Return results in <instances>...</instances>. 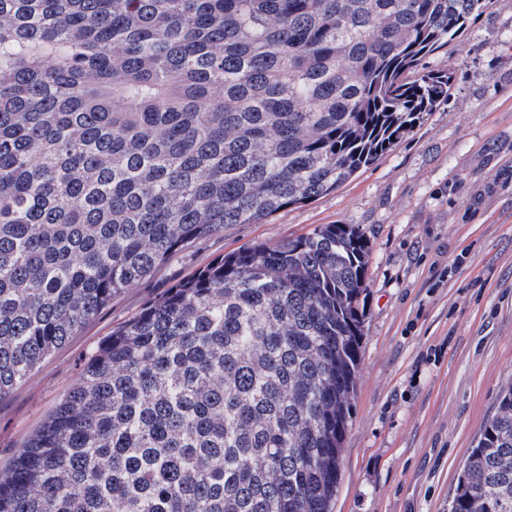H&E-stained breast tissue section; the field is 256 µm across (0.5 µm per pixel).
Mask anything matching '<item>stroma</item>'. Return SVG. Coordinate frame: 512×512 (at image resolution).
Segmentation results:
<instances>
[{
	"instance_id": "35a3bbf8",
	"label": "stroma",
	"mask_w": 512,
	"mask_h": 512,
	"mask_svg": "<svg viewBox=\"0 0 512 512\" xmlns=\"http://www.w3.org/2000/svg\"><path fill=\"white\" fill-rule=\"evenodd\" d=\"M447 101L335 191L186 245L0 397L8 468L89 354L215 259L320 224L367 237L366 315L332 512H448L463 461L512 383V0H488L423 58Z\"/></svg>"
}]
</instances>
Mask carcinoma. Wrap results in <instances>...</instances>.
<instances>
[{
  "instance_id": "cac0c4a2",
  "label": "carcinoma",
  "mask_w": 512,
  "mask_h": 512,
  "mask_svg": "<svg viewBox=\"0 0 512 512\" xmlns=\"http://www.w3.org/2000/svg\"><path fill=\"white\" fill-rule=\"evenodd\" d=\"M483 0H0V398L192 240L338 188L448 99ZM370 246L215 261L88 358L0 512H331ZM449 512H512V384Z\"/></svg>"
}]
</instances>
